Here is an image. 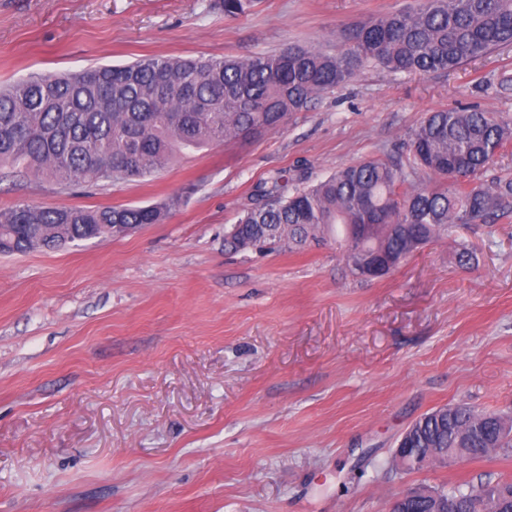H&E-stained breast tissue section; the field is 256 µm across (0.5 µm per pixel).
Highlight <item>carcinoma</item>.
Here are the masks:
<instances>
[{"label":"carcinoma","mask_w":512,"mask_h":512,"mask_svg":"<svg viewBox=\"0 0 512 512\" xmlns=\"http://www.w3.org/2000/svg\"><path fill=\"white\" fill-rule=\"evenodd\" d=\"M253 0H221L227 16ZM345 50L291 46L249 59L147 56L66 76L35 74L0 88V165L54 178L65 188L143 179L183 152L281 128L372 63L398 73L450 71L512 45V0H419L341 31ZM512 142V120L476 109L430 113L409 136V154L346 165L284 197L278 180L257 186L255 202L231 225L224 246L294 251L330 237L351 275L379 254L386 275L420 247L460 225L490 224L512 210V179L481 176ZM435 185L425 187L419 174ZM175 199L148 206L33 207L0 211L8 253L50 249L159 224ZM406 471L445 463L454 450L478 459L512 453L504 414L460 404L423 414L402 435ZM512 512V480L427 488L402 512Z\"/></svg>","instance_id":"obj_1"}]
</instances>
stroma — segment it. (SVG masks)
<instances>
[{
  "label": "stroma",
  "mask_w": 512,
  "mask_h": 512,
  "mask_svg": "<svg viewBox=\"0 0 512 512\" xmlns=\"http://www.w3.org/2000/svg\"><path fill=\"white\" fill-rule=\"evenodd\" d=\"M411 2L255 0L228 17L218 0H0V85L154 55L336 50L341 29ZM466 105L512 119V45L449 72L365 65L279 130L145 179L0 175V210L177 200L124 236L0 254V512H386L422 486L512 477L501 454L392 465L423 413L512 412V213L372 280L330 241L224 250L258 183L289 195L405 152L428 113Z\"/></svg>",
  "instance_id": "35a3bbf8"
}]
</instances>
